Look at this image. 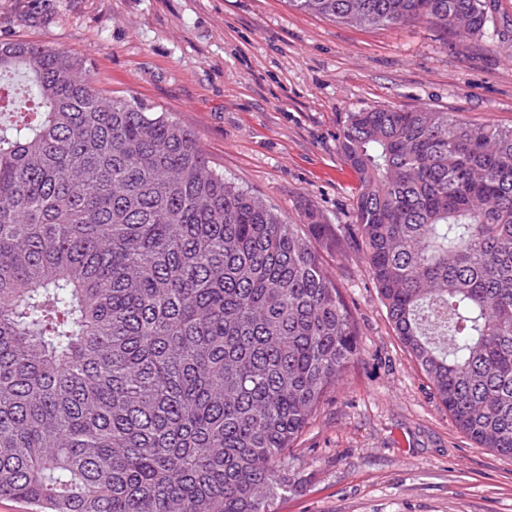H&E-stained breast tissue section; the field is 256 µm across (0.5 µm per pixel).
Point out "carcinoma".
I'll return each instance as SVG.
<instances>
[{
    "label": "carcinoma",
    "instance_id": "cac0c4a2",
    "mask_svg": "<svg viewBox=\"0 0 512 512\" xmlns=\"http://www.w3.org/2000/svg\"><path fill=\"white\" fill-rule=\"evenodd\" d=\"M482 38L487 0H288ZM0 497L36 512H273L293 443L359 356L311 238L212 169L171 113L0 41ZM352 230L456 427L512 458V129L350 112Z\"/></svg>",
    "mask_w": 512,
    "mask_h": 512
}]
</instances>
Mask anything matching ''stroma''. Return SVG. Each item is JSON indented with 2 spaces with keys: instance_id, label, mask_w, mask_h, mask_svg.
<instances>
[{
  "instance_id": "obj_1",
  "label": "stroma",
  "mask_w": 512,
  "mask_h": 512,
  "mask_svg": "<svg viewBox=\"0 0 512 512\" xmlns=\"http://www.w3.org/2000/svg\"><path fill=\"white\" fill-rule=\"evenodd\" d=\"M512 0L487 36L348 25L287 0H0V40L83 60L99 88L174 113L226 179L299 221H352L347 113L427 107L512 127ZM360 356L296 441L277 512H512V459L455 426L387 318L358 242L321 251Z\"/></svg>"
}]
</instances>
